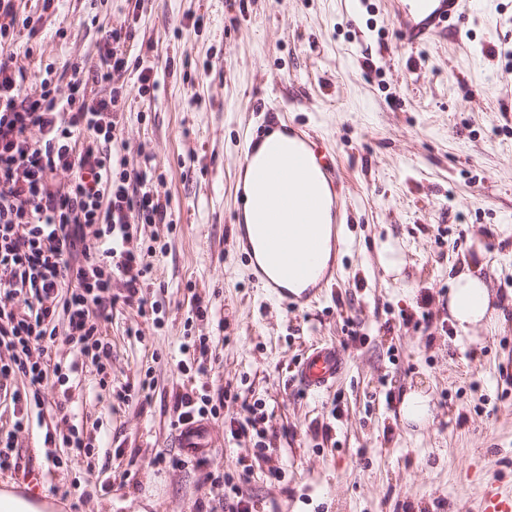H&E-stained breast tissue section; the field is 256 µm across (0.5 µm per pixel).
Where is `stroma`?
I'll return each instance as SVG.
<instances>
[{
    "label": "stroma",
    "mask_w": 512,
    "mask_h": 512,
    "mask_svg": "<svg viewBox=\"0 0 512 512\" xmlns=\"http://www.w3.org/2000/svg\"><path fill=\"white\" fill-rule=\"evenodd\" d=\"M15 10L0 47L26 93L73 62L98 63L101 28L132 27L129 68L113 79L131 91L114 147L171 215L130 218L152 308L125 304L113 280L105 369L57 342L52 363L77 370L49 378L42 418L14 430L0 402V437L19 462L0 470V490L44 512H224L211 476L246 469L254 512H483L486 487L512 494V0H472L464 22L419 47L391 0H15ZM147 67L157 84L141 94ZM263 104L285 107L333 154L346 201L335 279L299 310L264 294L236 244L240 149ZM388 240L402 250L396 276L379 255ZM466 262L481 267L494 317L464 339L448 292ZM325 344L341 349L345 371L304 393L295 366ZM224 387L211 448L185 456L176 397ZM418 388L432 397L422 427L399 415ZM246 400L265 417L236 441L229 423ZM72 425L91 442L88 461L45 440ZM162 451L184 464L155 467Z\"/></svg>",
    "instance_id": "stroma-1"
}]
</instances>
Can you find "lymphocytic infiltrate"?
I'll list each match as a JSON object with an SVG mask.
<instances>
[{
	"instance_id": "obj_1",
	"label": "lymphocytic infiltrate",
	"mask_w": 512,
	"mask_h": 512,
	"mask_svg": "<svg viewBox=\"0 0 512 512\" xmlns=\"http://www.w3.org/2000/svg\"><path fill=\"white\" fill-rule=\"evenodd\" d=\"M133 37L129 27L107 30L100 67L72 64L68 81H42L30 94L17 83L13 56H0V347L9 354L0 378L23 383L12 393L18 430L49 379L45 339L63 337L105 368L111 349L100 322L112 281H123L130 304L151 272L126 246L129 217L167 218L147 173L129 172L106 149L126 99L112 79L127 70L122 47ZM103 84L107 93L89 97Z\"/></svg>"
}]
</instances>
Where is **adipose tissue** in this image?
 Segmentation results:
<instances>
[{
    "instance_id": "obj_1",
    "label": "adipose tissue",
    "mask_w": 512,
    "mask_h": 512,
    "mask_svg": "<svg viewBox=\"0 0 512 512\" xmlns=\"http://www.w3.org/2000/svg\"><path fill=\"white\" fill-rule=\"evenodd\" d=\"M448 310L456 327L464 332L491 321V294L484 279L471 268L457 275L448 294Z\"/></svg>"
}]
</instances>
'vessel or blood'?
<instances>
[{
	"instance_id": "1",
	"label": "vessel or blood",
	"mask_w": 512,
	"mask_h": 512,
	"mask_svg": "<svg viewBox=\"0 0 512 512\" xmlns=\"http://www.w3.org/2000/svg\"><path fill=\"white\" fill-rule=\"evenodd\" d=\"M396 19L408 44H423L435 38L456 16L462 15L467 0H397ZM265 130H257L244 148L243 165L252 171L250 184L240 186L259 217L258 234L266 243V265L255 268L254 281L283 306H304L315 288L293 291L279 280L288 275L305 282L316 271L323 241L315 216L322 210L318 181L335 185L336 168L328 164L313 170L307 158L309 141L296 134L294 142L264 148ZM344 368L336 346L313 348L299 360L296 376L304 391L319 392L333 385ZM206 427L196 423L180 430V446L196 455L208 447Z\"/></svg>"
}]
</instances>
